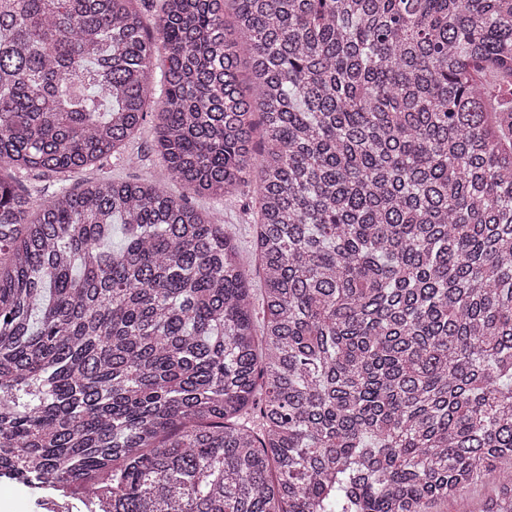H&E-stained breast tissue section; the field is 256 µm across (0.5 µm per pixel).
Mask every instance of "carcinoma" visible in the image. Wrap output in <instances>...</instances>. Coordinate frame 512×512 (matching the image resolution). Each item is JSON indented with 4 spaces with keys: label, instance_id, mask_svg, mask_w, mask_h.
<instances>
[{
    "label": "carcinoma",
    "instance_id": "1",
    "mask_svg": "<svg viewBox=\"0 0 512 512\" xmlns=\"http://www.w3.org/2000/svg\"><path fill=\"white\" fill-rule=\"evenodd\" d=\"M134 2L0 0V170L78 175L153 107L187 192L256 175L262 323L213 215L0 173V477L99 512L478 483L512 512V0Z\"/></svg>",
    "mask_w": 512,
    "mask_h": 512
}]
</instances>
